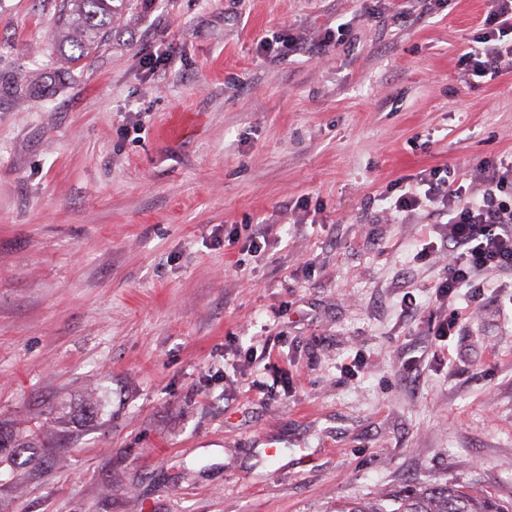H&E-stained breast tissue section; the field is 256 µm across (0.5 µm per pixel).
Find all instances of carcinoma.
<instances>
[{
	"mask_svg": "<svg viewBox=\"0 0 512 512\" xmlns=\"http://www.w3.org/2000/svg\"><path fill=\"white\" fill-rule=\"evenodd\" d=\"M114 0H64L65 22L55 38L63 47L70 46L75 58L86 56L104 34L112 29V17L119 7ZM37 431L18 439L0 432V454L13 461L28 454L35 457ZM336 512H512L496 499L469 487L431 485L413 491L403 490L391 495L379 493L371 498L336 505Z\"/></svg>",
	"mask_w": 512,
	"mask_h": 512,
	"instance_id": "obj_1",
	"label": "carcinoma"
}]
</instances>
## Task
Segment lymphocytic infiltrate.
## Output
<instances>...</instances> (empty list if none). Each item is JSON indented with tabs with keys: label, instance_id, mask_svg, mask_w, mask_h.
I'll return each mask as SVG.
<instances>
[{
	"label": "lymphocytic infiltrate",
	"instance_id": "lymphocytic-infiltrate-1",
	"mask_svg": "<svg viewBox=\"0 0 512 512\" xmlns=\"http://www.w3.org/2000/svg\"><path fill=\"white\" fill-rule=\"evenodd\" d=\"M478 46L465 49L460 60L477 77H497L512 67V0H493ZM479 190L449 181L439 171L413 178L394 203L396 211L430 209L448 224V268L435 285V299L453 302L461 289L478 298L479 272L512 274V155L481 161Z\"/></svg>",
	"mask_w": 512,
	"mask_h": 512
}]
</instances>
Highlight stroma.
Masks as SVG:
<instances>
[{"label":"stroma","mask_w":512,"mask_h":512,"mask_svg":"<svg viewBox=\"0 0 512 512\" xmlns=\"http://www.w3.org/2000/svg\"><path fill=\"white\" fill-rule=\"evenodd\" d=\"M60 2L0 0V431L42 444L0 512L512 504V275L440 304L447 226L388 209L512 155V70L459 62L492 0H129L72 64ZM340 23L320 59L261 45ZM495 498L469 487L431 485L391 495L379 493L371 498L336 504L335 512H511Z\"/></svg>","instance_id":"stroma-1"}]
</instances>
